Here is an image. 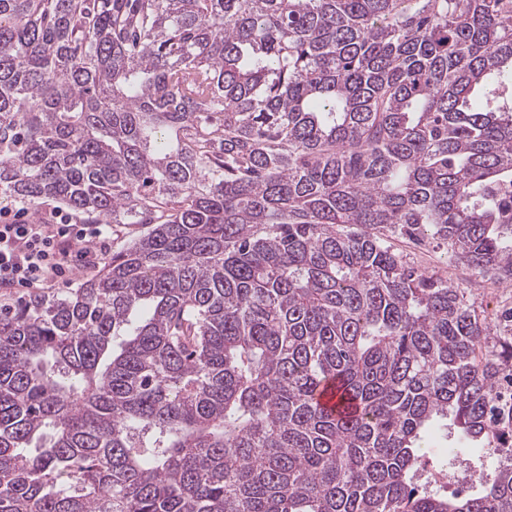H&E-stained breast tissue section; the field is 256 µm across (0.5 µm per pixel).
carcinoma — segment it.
Returning a JSON list of instances; mask_svg holds the SVG:
<instances>
[{
  "mask_svg": "<svg viewBox=\"0 0 512 512\" xmlns=\"http://www.w3.org/2000/svg\"><path fill=\"white\" fill-rule=\"evenodd\" d=\"M510 85L512 0H0V196L147 226L0 305V512H512V307L389 244L512 284ZM396 245L415 267L428 272H437L452 283L459 284L462 288H469L472 297L478 303H482L489 313L512 305V287L502 288L486 278L473 275L466 267L450 260L443 249H438L433 244L417 246L406 239H401L396 242ZM448 267L456 268L460 273L459 276H448ZM443 434V429L435 427L433 430V444L430 448H426L430 458L428 462L429 468H440L436 470L428 469L434 483L439 486H448L447 490L450 492L454 490L453 485L450 483L455 484L458 489H461L467 485V482H470L469 477H467V482H464L458 473L454 471L448 473L447 467H440L439 461L445 458V451L449 445L456 449L458 456L470 460V464L472 466L479 467L483 464V468L488 472H491L494 469V463L492 460L488 458H479L478 453L471 448L469 441L464 436L455 433V436H449L448 439L445 440Z\"/></svg>",
  "mask_w": 512,
  "mask_h": 512,
  "instance_id": "obj_1",
  "label": "carcinoma"
}]
</instances>
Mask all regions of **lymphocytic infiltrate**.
Listing matches in <instances>:
<instances>
[{
	"label": "lymphocytic infiltrate",
	"instance_id": "obj_1",
	"mask_svg": "<svg viewBox=\"0 0 512 512\" xmlns=\"http://www.w3.org/2000/svg\"><path fill=\"white\" fill-rule=\"evenodd\" d=\"M111 237L108 224H47L24 207L0 209V288L53 287L71 274L73 256L97 258Z\"/></svg>",
	"mask_w": 512,
	"mask_h": 512
}]
</instances>
